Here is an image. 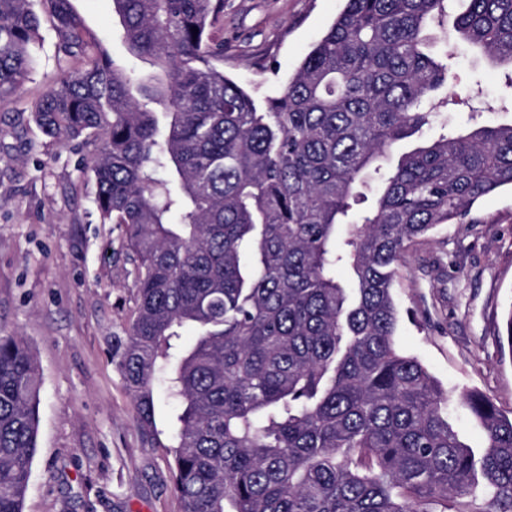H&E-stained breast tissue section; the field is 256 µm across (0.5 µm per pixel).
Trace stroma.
<instances>
[{"label":"stroma","instance_id":"obj_1","mask_svg":"<svg viewBox=\"0 0 512 512\" xmlns=\"http://www.w3.org/2000/svg\"><path fill=\"white\" fill-rule=\"evenodd\" d=\"M110 55L140 76L154 67L112 33V0H73ZM345 0H224L214 28L219 69L256 100L280 91ZM42 18L34 70L0 99V326L21 336L39 368L37 451L23 512H181L166 449L146 447L112 359L133 317V263L120 224L101 223L87 164L94 146L73 150L44 136L32 107L72 69ZM453 74L467 90L442 107L441 123L512 122L506 69L470 51L453 27L439 33ZM399 348L447 390L475 389L512 416V347L502 339L512 307V190L473 207L466 223L442 224L409 250L395 281Z\"/></svg>","mask_w":512,"mask_h":512}]
</instances>
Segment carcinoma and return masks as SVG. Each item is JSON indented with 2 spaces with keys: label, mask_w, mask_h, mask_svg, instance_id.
Masks as SVG:
<instances>
[{
  "label": "carcinoma",
  "mask_w": 512,
  "mask_h": 512,
  "mask_svg": "<svg viewBox=\"0 0 512 512\" xmlns=\"http://www.w3.org/2000/svg\"><path fill=\"white\" fill-rule=\"evenodd\" d=\"M44 2L81 67L33 117L63 144L99 141L96 207L125 227L137 290L113 357L145 443L169 448L182 512H512V418L462 391L484 430L463 443L448 391L396 341L394 278L411 244L512 188V123L396 153L457 94L429 32L450 0H346L263 108L216 66L224 0H112L116 37L160 70L146 81L73 0ZM39 27L29 0H0V98L34 68ZM456 31L512 67V0H468ZM160 379L178 403L167 444ZM39 393L30 349L1 333L0 512H22ZM478 477L486 509L471 497Z\"/></svg>",
  "instance_id": "cac0c4a2"
}]
</instances>
